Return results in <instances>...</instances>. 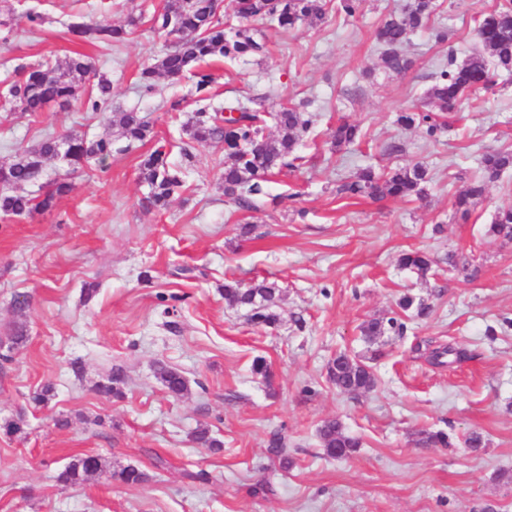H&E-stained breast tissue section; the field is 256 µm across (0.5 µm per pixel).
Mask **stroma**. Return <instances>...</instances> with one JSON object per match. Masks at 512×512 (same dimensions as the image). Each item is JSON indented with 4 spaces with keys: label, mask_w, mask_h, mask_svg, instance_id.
Wrapping results in <instances>:
<instances>
[{
    "label": "stroma",
    "mask_w": 512,
    "mask_h": 512,
    "mask_svg": "<svg viewBox=\"0 0 512 512\" xmlns=\"http://www.w3.org/2000/svg\"><path fill=\"white\" fill-rule=\"evenodd\" d=\"M408 2L364 0L346 18L326 0L321 24L257 23L268 54L217 65L213 103L264 93L274 107L308 101L316 119L298 168L271 177L255 209L241 211L221 186L223 148L196 145L184 190L157 212L143 203L140 157L161 141L180 163L188 115L169 104L193 100L192 84L162 77L152 94L139 91L140 69L166 48L146 20L108 49L66 25L78 15L122 25L164 0H0V60L86 53L112 81L111 112L152 124L144 143L105 163L71 173L47 161L50 177L69 174L73 185L53 210L0 215V425L24 421L22 433L0 432V512H512V241L487 232L496 208L512 206V169L489 182L468 220L454 210L482 154L512 151V83L466 93L433 137L394 122L423 105L440 63L471 55L475 19L497 0H437L431 24L446 42L416 32L411 68L389 73L374 32ZM30 9L45 15L41 28L29 29ZM111 112L0 110V157L70 130L116 137ZM343 120L362 137L338 150L331 131ZM416 163L431 175L423 197L336 193L362 168ZM411 249L433 259L426 275L398 266ZM234 280L276 284L275 326L225 301ZM406 294L430 314L403 312ZM391 318L404 333L362 339L364 322ZM19 326L27 341L10 346ZM430 340L468 357L431 364ZM343 351L371 367L372 390L350 397L330 382L328 363ZM258 356L272 382L252 373ZM162 366L186 378L187 394L167 392ZM116 368L122 397L99 394ZM46 385L51 399L35 404ZM333 418L362 442L351 458L324 453L319 429ZM203 427L221 449L194 440ZM425 431L445 432L450 447L421 445ZM474 432L476 453L466 445ZM276 435L287 460L269 450ZM78 454L100 456L103 471L60 483ZM129 465L144 482L109 479Z\"/></svg>",
    "instance_id": "1"
}]
</instances>
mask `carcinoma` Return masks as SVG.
I'll list each match as a JSON object with an SVG mask.
<instances>
[{
    "mask_svg": "<svg viewBox=\"0 0 512 512\" xmlns=\"http://www.w3.org/2000/svg\"><path fill=\"white\" fill-rule=\"evenodd\" d=\"M233 16L246 21L275 23L282 29H293L299 23L318 24L326 12L323 0H231ZM435 0H411L400 13L386 18L376 31V41L382 49L381 60L387 72L400 74L411 65L404 53L409 38L426 26L435 12ZM141 17H132L127 26L118 27L101 22L88 24L83 20L70 21V34L92 43L110 47L122 42L129 28L136 27ZM150 28L165 36L172 48L155 63L143 67L138 74L140 91H154V80L162 75L172 82L188 79L195 90L198 108L183 125L192 143L224 146L228 161L224 163L221 181L224 195L240 209L254 208L255 197L264 194L265 176L282 173L295 167L301 160L297 155L299 140L309 132L313 115L294 106H282L272 112L266 109L262 97L235 96L224 101V107L209 104L216 77L210 67L214 59L234 62L245 56H263L266 42L255 36L249 26H235L223 19L216 0H166L148 19ZM479 49L458 64L454 55L448 63L432 74L433 83L425 94L424 108L400 111L396 123L402 127H421L429 136L441 128L433 109L453 112L463 95L476 89H485L500 74L512 75V0H499L497 6L482 14L475 29ZM5 107L19 112H44L51 107L66 112L75 102H81L89 112L106 111L112 99V81L97 75L92 58L84 54L70 56L62 64L46 60L36 65L19 63L14 66L7 81ZM112 125L120 128V137L126 148L145 141L151 133L145 116L134 110L113 113ZM278 127L283 135L272 139L267 134ZM359 127L339 123L332 135L336 149L348 146L359 137ZM113 142L109 138L87 139L69 132L61 137L48 136L37 145L7 162L0 163V214L30 215L55 207L57 200L71 191V183L64 178L44 181L45 161L62 158L76 171L83 163L94 159L100 163L112 156ZM166 145H158L142 156L139 169L149 192L146 202L161 210L168 207L175 194L185 184L183 167L168 160ZM482 178L459 192L454 201L456 213L465 219L475 200L481 198L487 181L501 172L512 169V152L485 153L481 158ZM428 182V169L420 164L397 169L386 175L365 168L355 178L342 182L337 194L347 198L422 197ZM38 187V194H24L19 189ZM489 233L512 240V207H503L495 213ZM402 266L425 272L431 259L424 253L410 251L400 256ZM277 288L264 281L244 287L238 281L224 284V299L249 310L257 325L272 327L278 322L272 311ZM399 305L404 311L419 316L430 313V307L420 298L403 296ZM404 330V324L392 319L383 322L373 319L360 327L367 342L384 335L385 326ZM158 375L168 392L181 397L188 389L186 379L176 370L161 367ZM328 377L340 392L358 395L375 384L370 366L346 353H340L328 368ZM320 439L325 453L332 458H347L360 447L359 440L347 433L336 419L323 423ZM99 458L91 455L74 457L60 473L66 485L77 484L86 476L101 470ZM126 485H138L145 480L139 469L127 466L111 474Z\"/></svg>",
    "mask_w": 512,
    "mask_h": 512,
    "instance_id": "carcinoma-1",
    "label": "carcinoma"
}]
</instances>
